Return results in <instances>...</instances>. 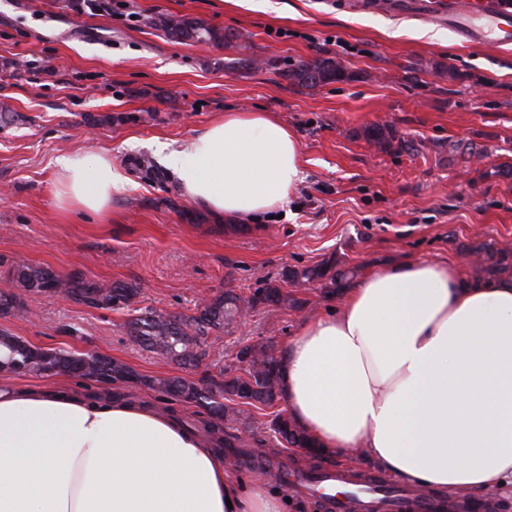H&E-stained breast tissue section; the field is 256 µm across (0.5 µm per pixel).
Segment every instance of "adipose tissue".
Returning a JSON list of instances; mask_svg holds the SVG:
<instances>
[{
  "label": "adipose tissue",
  "instance_id": "adipose-tissue-1",
  "mask_svg": "<svg viewBox=\"0 0 512 512\" xmlns=\"http://www.w3.org/2000/svg\"><path fill=\"white\" fill-rule=\"evenodd\" d=\"M166 165L197 208L232 224L285 209L296 133L270 112H228ZM61 209L107 215L129 178L110 159L57 160ZM281 391L320 454L358 448L414 489L512 485V276L458 262L375 268L282 349ZM0 512H287L266 481L167 412L72 386L0 379Z\"/></svg>",
  "mask_w": 512,
  "mask_h": 512
}]
</instances>
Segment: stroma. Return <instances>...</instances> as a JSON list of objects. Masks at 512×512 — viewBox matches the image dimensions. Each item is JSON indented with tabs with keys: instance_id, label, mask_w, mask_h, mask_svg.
<instances>
[{
	"instance_id": "stroma-1",
	"label": "stroma",
	"mask_w": 512,
	"mask_h": 512,
	"mask_svg": "<svg viewBox=\"0 0 512 512\" xmlns=\"http://www.w3.org/2000/svg\"><path fill=\"white\" fill-rule=\"evenodd\" d=\"M83 10L79 0H0V281L18 264L138 288L134 308L100 309L25 296L0 330L40 349L97 353L140 376L208 387L246 344L281 351L338 289L288 282L289 270L331 259L367 269L458 260L482 242L512 249V46H461L445 27L352 13L336 0H127ZM174 14L240 33L237 48L169 39L153 21ZM266 60L257 70L239 59ZM335 58L342 79L309 89L283 76ZM227 112H270L297 134L301 179L283 217L229 226L180 191L159 144L189 150ZM374 126L395 137L379 151ZM483 151L481 161L470 150ZM107 155L130 179L115 217L60 211L57 159ZM285 301L260 303L247 327L207 337L182 364L138 344L136 310L181 317L226 291L250 300L266 283ZM283 401L242 406L248 449L269 439Z\"/></svg>"
}]
</instances>
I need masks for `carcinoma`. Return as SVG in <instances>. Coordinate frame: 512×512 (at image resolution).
Wrapping results in <instances>:
<instances>
[{
  "label": "carcinoma",
  "mask_w": 512,
  "mask_h": 512,
  "mask_svg": "<svg viewBox=\"0 0 512 512\" xmlns=\"http://www.w3.org/2000/svg\"><path fill=\"white\" fill-rule=\"evenodd\" d=\"M154 24L167 37L178 41L211 43L226 49L236 47L240 39L238 33L223 32L202 20L173 14L158 17ZM341 76L342 70L336 62L326 58L301 62L284 73L285 78L308 88ZM472 253L478 257L479 271L485 275L512 274V250L480 244L472 249ZM349 274L350 270L329 263L293 270L287 279L294 283L324 279L333 286L345 280ZM17 286L34 294L60 295L105 309L129 307L135 303L138 295V289L125 285L102 288L78 276L62 277L45 268L19 265L14 276L4 280V286H0L1 310L19 306L20 299L14 292ZM279 300V286L270 284L256 291L251 306ZM241 313L238 298L228 292L204 305L198 315L187 319L147 309L130 321L129 328L131 336L149 350L186 363L204 355L200 351V339L213 331H224V324L235 322ZM236 359L246 365L245 376L237 375L234 369L227 368L222 382L203 389L186 378H142L125 363L96 353L75 355L65 350L32 348L20 338L0 330V372L17 374L20 368L25 367L30 373L52 376L80 365L88 380L110 385L117 382L140 384L173 400L204 406L208 409L210 420L203 425V431L208 436L218 437L217 446L223 449L243 447L233 427L237 411L224 404L226 396H236L264 406L273 405L281 396L278 364L268 346L258 343L244 345L237 352ZM271 428L277 444L283 447H308V436L290 418L276 415Z\"/></svg>",
  "instance_id": "obj_1"
}]
</instances>
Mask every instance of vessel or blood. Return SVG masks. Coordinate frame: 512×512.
Here are the masks:
<instances>
[{"instance_id":"vessel-or-blood-1","label":"vessel or blood","mask_w":512,"mask_h":512,"mask_svg":"<svg viewBox=\"0 0 512 512\" xmlns=\"http://www.w3.org/2000/svg\"><path fill=\"white\" fill-rule=\"evenodd\" d=\"M390 9L410 12L423 20L448 25L459 42L489 47L512 44V0H391ZM334 512H487L485 501L472 498L444 503L417 499L403 490H389L382 477L368 482L364 494L333 502Z\"/></svg>"}]
</instances>
